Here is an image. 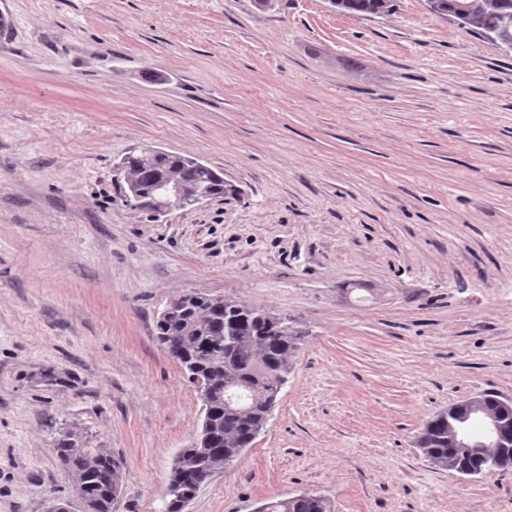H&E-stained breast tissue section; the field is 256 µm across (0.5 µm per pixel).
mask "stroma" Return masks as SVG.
I'll return each instance as SVG.
<instances>
[{
    "label": "stroma",
    "mask_w": 512,
    "mask_h": 512,
    "mask_svg": "<svg viewBox=\"0 0 512 512\" xmlns=\"http://www.w3.org/2000/svg\"><path fill=\"white\" fill-rule=\"evenodd\" d=\"M0 512H82L55 447L122 458L119 512H164L197 391L157 344L174 297L305 333L272 414L182 512L305 492L332 512H512V469L462 477L416 437L512 400V53L393 0H0ZM153 148L238 196L131 209Z\"/></svg>",
    "instance_id": "1"
}]
</instances>
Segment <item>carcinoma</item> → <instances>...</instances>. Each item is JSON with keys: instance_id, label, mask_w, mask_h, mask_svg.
<instances>
[{"instance_id": "obj_1", "label": "carcinoma", "mask_w": 512, "mask_h": 512, "mask_svg": "<svg viewBox=\"0 0 512 512\" xmlns=\"http://www.w3.org/2000/svg\"><path fill=\"white\" fill-rule=\"evenodd\" d=\"M448 13L463 12L462 24L485 35L501 30L512 20V0H442ZM383 6L382 0H341L340 9L357 18ZM127 183L138 196L126 199L135 209L164 180H176L199 194L215 197L236 193L220 172L208 165H192L187 157L165 151L130 153L122 160ZM178 308L155 321V338L165 351L177 352L176 362L184 376L195 374L210 382L203 402L209 428L206 441L193 442L176 456L178 471L171 472L163 497L166 512H182L200 486L231 467L250 447L267 410L274 408L281 391L280 378L288 376L292 357L304 332L291 321H280L264 309L224 296H201L194 303L181 296ZM241 389L246 411L224 409V393ZM483 409L498 416L505 436H512V409H501L498 396L483 394ZM425 458L440 468L448 459L465 463L484 473L499 449L487 448L482 456L448 443V414L441 412L427 421L417 439ZM62 465L71 474L72 487L86 512H116L123 492V462L110 448H87L72 432L55 448ZM257 512H331L324 496L297 495L271 499Z\"/></svg>"}]
</instances>
